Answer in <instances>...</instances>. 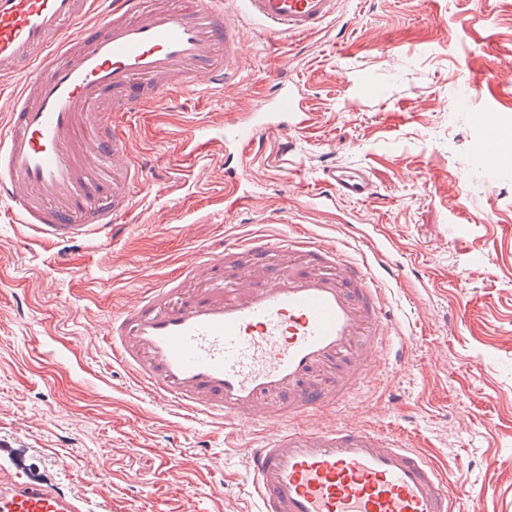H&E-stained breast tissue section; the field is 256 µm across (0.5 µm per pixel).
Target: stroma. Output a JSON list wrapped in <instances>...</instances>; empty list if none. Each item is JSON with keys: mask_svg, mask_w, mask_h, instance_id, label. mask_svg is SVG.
Masks as SVG:
<instances>
[{"mask_svg": "<svg viewBox=\"0 0 512 512\" xmlns=\"http://www.w3.org/2000/svg\"><path fill=\"white\" fill-rule=\"evenodd\" d=\"M243 23L222 88L129 116L131 148L156 175L110 245L38 240L0 203V472L57 485L88 512H254L244 452L262 430L242 424L228 447L217 424L135 389L104 343L110 319L190 248L303 231L357 257L347 227L365 224L395 247L391 311L410 317L413 348L325 423L399 433L463 470L482 491L477 512H512V156L476 158L488 132L471 120L512 122V0H340L303 37ZM283 74L314 120L271 138L247 166L252 190L226 198L218 145L184 157L172 135L260 108ZM333 162L368 168L373 196L313 209Z\"/></svg>", "mask_w": 512, "mask_h": 512, "instance_id": "stroma-1", "label": "stroma"}]
</instances>
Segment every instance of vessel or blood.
I'll return each mask as SVG.
<instances>
[{"label":"vessel or blood","mask_w":512,"mask_h":512,"mask_svg":"<svg viewBox=\"0 0 512 512\" xmlns=\"http://www.w3.org/2000/svg\"><path fill=\"white\" fill-rule=\"evenodd\" d=\"M0 0V77L24 75L0 128V200L47 240L124 233L135 193L149 186V159L135 155L121 114L177 93L223 85L241 53L243 17L279 33L321 29L338 0ZM475 124L512 140V126L477 112ZM313 111L294 81H275L262 111L245 113L220 139L239 151L224 168V193L242 192L249 157L272 134L307 128ZM212 133L199 124L175 133L173 151L193 154ZM313 207L365 200L368 170L323 169ZM365 261L309 234L237 238L197 248L178 270L112 315L108 347L145 393L225 433L245 422L267 429L249 448L246 480L256 512H463L478 499L465 480L397 434L351 422L317 423L346 407L371 381L376 358L410 334L387 294L400 276L392 244L364 230ZM0 512H84L53 485L0 479Z\"/></svg>","instance_id":"1"}]
</instances>
